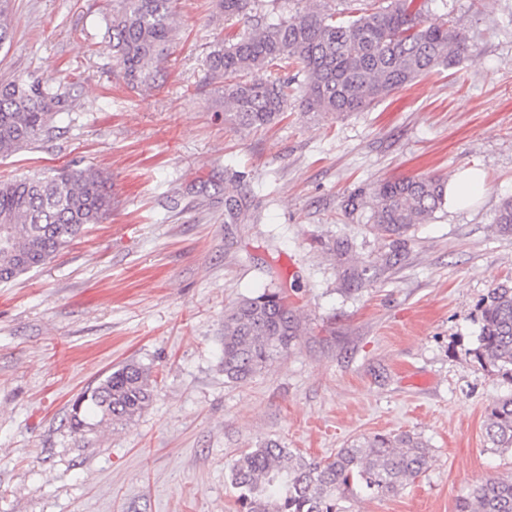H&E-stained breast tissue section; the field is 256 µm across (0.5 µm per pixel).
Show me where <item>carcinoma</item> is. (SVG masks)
Instances as JSON below:
<instances>
[{
    "label": "carcinoma",
    "mask_w": 512,
    "mask_h": 512,
    "mask_svg": "<svg viewBox=\"0 0 512 512\" xmlns=\"http://www.w3.org/2000/svg\"><path fill=\"white\" fill-rule=\"evenodd\" d=\"M264 3L212 0L226 21L262 14L232 40L216 41L205 58L210 75L224 80V119L243 130L281 121L298 92L315 113L339 118L364 112L469 51L451 20L429 21V0H376L349 12L316 3L289 16L262 13ZM175 8V0H115L105 38L130 88L156 83L174 40ZM11 29L9 0H0V47L11 40ZM290 68L296 73L288 78ZM71 121L66 92L52 80H0V155ZM447 186L439 176H416L352 192L341 204L342 216L372 233L381 247L360 260L347 238L324 244L336 261L339 290L358 293L397 264L411 230L448 204ZM111 207L107 178L90 167L0 181V282L45 264L86 225L101 223ZM493 228L512 236V198L499 205ZM300 332V317L282 289L239 301L224 314V378L247 381L288 352ZM474 353L483 366L512 377V287L494 288L487 296ZM153 397L150 372L125 364L78 397L70 427L82 432L126 425ZM485 435L496 450L512 452V395L489 406ZM429 456L430 449L410 432L358 438L320 461L268 441L244 452L230 475L238 512H350L344 505L349 498L396 492L426 470ZM456 512H512V477L485 482L458 500Z\"/></svg>",
    "instance_id": "1"
}]
</instances>
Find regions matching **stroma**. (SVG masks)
Returning a JSON list of instances; mask_svg holds the SVG:
<instances>
[{"instance_id":"obj_1","label":"stroma","mask_w":512,"mask_h":512,"mask_svg":"<svg viewBox=\"0 0 512 512\" xmlns=\"http://www.w3.org/2000/svg\"><path fill=\"white\" fill-rule=\"evenodd\" d=\"M0 78L53 76L72 122L0 156V180L94 167L112 210L48 264L0 283V512H236L231 462L268 441L317 459L409 431L428 467L352 512H455L481 483L512 477L490 448L487 407L512 379L482 366L478 307L512 285V236L493 231L512 197V0H433L470 45L449 67L349 116L291 100L264 130L224 122L205 65L243 22L211 0H177L155 88L118 77L103 38L112 0H11ZM470 170L486 191L418 225L402 261L347 296L320 241L349 234L342 200L384 180ZM245 210L227 221L231 203ZM284 289L303 333L248 382L221 368L224 313ZM127 361L151 370V405L85 434L71 405Z\"/></svg>"}]
</instances>
